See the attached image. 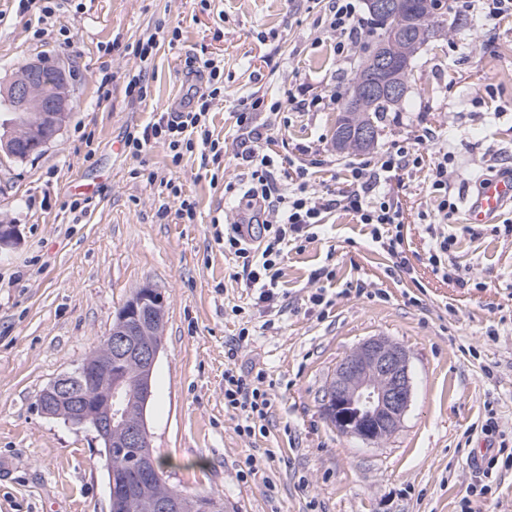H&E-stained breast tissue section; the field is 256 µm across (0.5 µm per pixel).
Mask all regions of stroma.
<instances>
[{"mask_svg":"<svg viewBox=\"0 0 512 512\" xmlns=\"http://www.w3.org/2000/svg\"><path fill=\"white\" fill-rule=\"evenodd\" d=\"M322 0H63L46 25L0 0V78L39 57L63 61L74 107L42 155L0 157V224L16 225L14 246L0 250V512H108L106 469L93 432L41 415L39 393L73 371L118 309L139 288L165 298L163 349L154 371L147 423L169 482L218 492L224 512H512V467L491 477L471 453L512 447V235L456 212L448 225L450 257L466 287L442 280L427 261L425 214L429 169L400 174L394 201L415 273H391V260L351 215L333 213L324 235L305 250L288 249L281 289L288 306L269 316L234 279L241 262L215 240V219L233 224L225 183L249 173L238 159L244 129L240 98L286 89L321 97L312 112L256 116L260 143L276 168L294 162L322 191L344 188L351 166L379 159L421 128L454 156L456 197L512 162V17L492 30L470 21L416 57L403 105L387 113L368 156L337 152L339 106L333 41L315 24ZM179 29L178 48L161 46L149 70L146 100L127 97L125 77L138 61L131 48L154 32ZM209 53L224 60V99L212 130L224 142L217 173L199 153L172 163L162 146L128 154V133L159 112L182 110L205 81L189 67ZM112 70V95L99 101L101 66ZM179 179L197 201L194 223L164 211L160 179ZM98 186L88 211L69 205ZM332 281L316 282L321 266ZM324 292L327 308L310 297ZM273 327H266V320ZM252 336L237 356L229 342L241 327ZM384 336L403 346L413 399L400 428L366 444L340 434L320 410L337 363L359 343ZM266 370L275 393L269 435L249 439L224 409V369ZM495 417V432L484 425ZM269 450L264 475L242 478L247 456Z\"/></svg>","mask_w":512,"mask_h":512,"instance_id":"1","label":"stroma"}]
</instances>
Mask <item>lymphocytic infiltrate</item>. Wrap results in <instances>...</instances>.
<instances>
[{
	"label": "lymphocytic infiltrate",
	"instance_id": "obj_1",
	"mask_svg": "<svg viewBox=\"0 0 512 512\" xmlns=\"http://www.w3.org/2000/svg\"><path fill=\"white\" fill-rule=\"evenodd\" d=\"M316 25L322 33L335 37L336 58L349 63L355 48L367 37L356 0H328ZM158 48L156 34L139 40L134 54L139 61L128 73L125 93L145 100L149 94V69ZM201 72L208 88L194 97L180 112H163L147 125L142 134L128 135L124 147L132 155H140L147 147L160 144L169 151L173 162H180L184 153L200 151L214 164L224 160V147L213 139L209 125L215 101L224 97V62L215 57L201 60ZM315 100L300 98L293 90H285L272 102L256 97L241 101L237 121L240 127L252 124L255 114L269 112H305L315 107ZM430 131L407 138L393 145L376 162L364 161L352 166L345 188L329 194L320 193L310 184L305 167L294 170L295 186L282 185L275 173L273 158L260 146L244 149L240 158L250 171L244 189L225 184L224 192L232 208L259 218L260 227L249 223L224 227V247L241 259L243 285L253 290L256 300L269 311L282 312L284 301L279 293L281 263L288 246L315 240L316 229L327 214L345 211L358 223L370 226L375 243L391 258L393 268L401 274H412L414 267L403 247L404 224L392 196V184L399 172L421 165V147L431 140ZM451 152L441 148L432 157L430 193L435 209L428 232L432 243L428 263L443 279L463 283L459 267L449 261L453 241L440 229L457 210L452 186ZM224 407L237 418L239 434L252 438L267 433V422L273 412L274 395L264 369L248 373L229 366L224 370Z\"/></svg>",
	"mask_w": 512,
	"mask_h": 512
}]
</instances>
